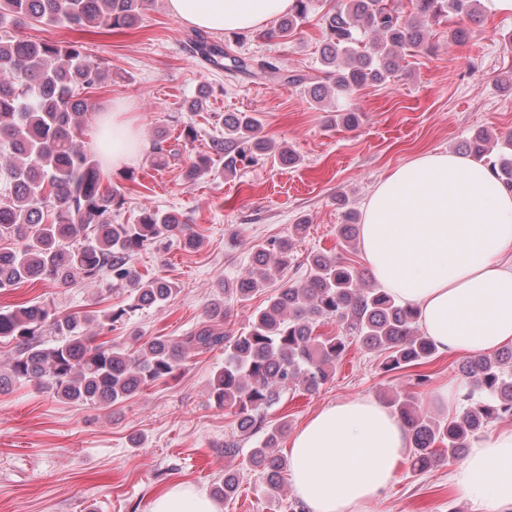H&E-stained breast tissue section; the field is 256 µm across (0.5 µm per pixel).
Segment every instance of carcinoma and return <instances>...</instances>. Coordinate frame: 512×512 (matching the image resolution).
Listing matches in <instances>:
<instances>
[{
	"mask_svg": "<svg viewBox=\"0 0 512 512\" xmlns=\"http://www.w3.org/2000/svg\"><path fill=\"white\" fill-rule=\"evenodd\" d=\"M150 2L0 0V149L7 151L0 164L5 184L0 194V291L36 281L66 285L76 276L99 283L105 272L106 289L129 293L127 303L102 316L65 314L38 303L0 307V342L13 344L0 372V392L34 382L60 401L108 409L161 380L176 379L189 354L222 346L224 366L210 381L209 397L216 407L232 410L241 432L264 433L250 462L261 469L273 495L288 468V460L276 451L288 425L267 429L265 421L285 392L315 393L328 383L350 338L385 352L387 372L425 362L436 347L419 333L416 308L374 287L363 271L334 252L313 255L307 279L271 296L245 331L236 336L224 332V298L249 299L287 266L294 238L308 227L304 219L292 225L288 237L258 246L246 274L219 284L222 294L211 300L206 321L192 334L181 339L156 336L139 351L109 341L94 343L90 326L110 331L144 308L165 304L175 291L165 278L141 274L131 262L136 252L165 235L178 236L188 249L198 248L201 241L187 231L181 216L156 208H142L134 224L112 222V211L123 206L125 193L115 184L103 185L104 173L81 139L90 110L87 90L109 78V64L92 60L83 42L33 41L8 28L36 22L70 30L128 29L141 20ZM401 2L295 0L273 34L292 39L310 15L322 12V76L315 80L285 76L267 60L231 55L197 33L192 40L197 54L219 69L305 86L316 103L340 101L364 85L393 77L405 50L422 46L428 21L478 17L479 0H408L407 14ZM167 140L165 131H157L152 165L161 167L176 155V149L163 148ZM491 143L492 135L483 129L463 149L512 190V134L496 154ZM211 150L224 159L229 173L257 156L285 163L294 159L287 147L262 136L258 117L246 112L224 115V136L212 140ZM211 163L206 153L191 157L183 180L197 182ZM345 217L338 236L351 247L360 235L359 217L353 208ZM325 320L338 323L339 333L318 334L317 324ZM460 373L462 412L451 421L424 411L413 395L397 394L388 401L408 430L414 472L461 457L489 423L512 418V347L469 356L460 363ZM237 490L236 475L226 472L214 495L227 499Z\"/></svg>",
	"mask_w": 512,
	"mask_h": 512,
	"instance_id": "cac0c4a2",
	"label": "carcinoma"
}]
</instances>
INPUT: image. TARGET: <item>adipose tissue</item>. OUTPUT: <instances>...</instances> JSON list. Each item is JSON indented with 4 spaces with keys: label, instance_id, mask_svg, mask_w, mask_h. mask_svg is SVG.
Listing matches in <instances>:
<instances>
[{
    "label": "adipose tissue",
    "instance_id": "obj_1",
    "mask_svg": "<svg viewBox=\"0 0 512 512\" xmlns=\"http://www.w3.org/2000/svg\"><path fill=\"white\" fill-rule=\"evenodd\" d=\"M183 24L255 29L293 0H167ZM94 150L104 164L143 147L127 103L101 117ZM361 247L379 285L416 305L438 351L475 355L512 344V191L481 163L424 153L382 178L363 207ZM408 433L385 405L356 397L314 414L290 440L293 488L308 512H354L397 477ZM449 480L473 512H512V428L473 442ZM150 512H219L202 491L176 484Z\"/></svg>",
    "mask_w": 512,
    "mask_h": 512
}]
</instances>
